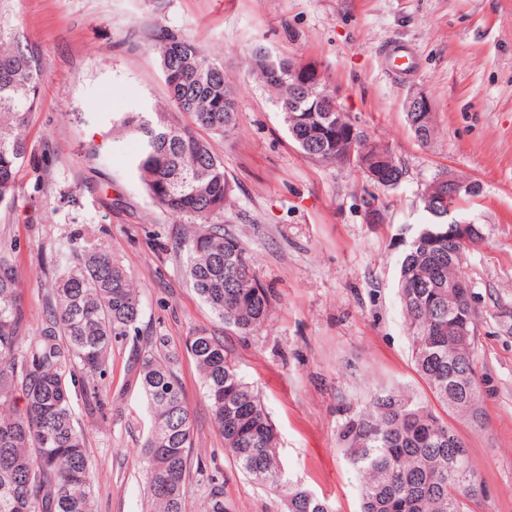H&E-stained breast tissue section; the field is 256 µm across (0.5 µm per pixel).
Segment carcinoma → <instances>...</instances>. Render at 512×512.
<instances>
[{"mask_svg":"<svg viewBox=\"0 0 512 512\" xmlns=\"http://www.w3.org/2000/svg\"><path fill=\"white\" fill-rule=\"evenodd\" d=\"M291 61L267 60L256 47L251 68L264 84L283 92ZM160 66L171 107L129 112L114 125L136 133L133 167L146 192L174 219L197 224L181 243L193 289L228 329L247 334L271 311V291L259 282L243 242L211 220L234 201L223 160L197 135L231 132L239 103L224 68L190 39L163 43ZM45 73L28 47L7 40L0 26V204L18 191V173L29 144L21 132L37 104ZM291 136L307 156L328 163L353 162L376 186L393 188L403 169L388 152L359 155L364 135L336 102L313 87L276 102ZM187 115L192 123L182 121ZM415 136L432 139V113L410 112ZM430 222L418 224L400 260L398 293L421 377L448 412L484 421L471 345L458 328H476L477 310L462 293L448 307L449 285L470 246L453 238L440 210L420 196ZM13 247L0 245V404L21 395L24 406L0 415V512H90L92 487L86 434L74 417L78 396L86 413L103 412L104 394L92 378L107 371L112 342L138 332L140 303L127 271L94 240L57 265L46 311L35 334L25 335L26 314ZM164 342L141 353L137 369L150 417L138 448L153 512H186V482L193 415L175 370L177 356ZM204 397L224 437V450L247 476L280 498L286 512H333L330 502L291 483L277 436L258 391L239 375L224 342L207 331L188 337ZM342 438L362 477L361 512H470L485 484L467 448L448 423L404 391L375 395Z\"/></svg>","mask_w":512,"mask_h":512,"instance_id":"obj_1","label":"carcinoma"}]
</instances>
